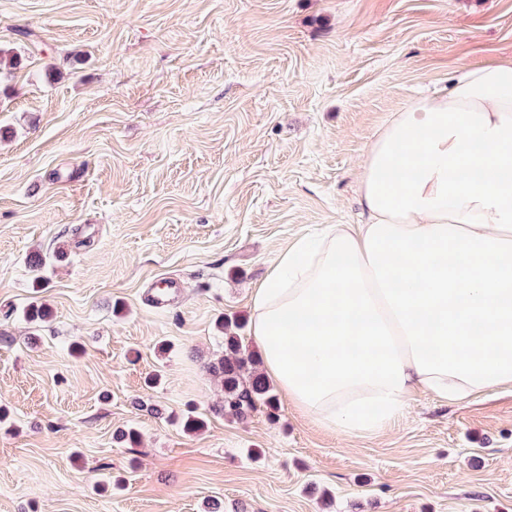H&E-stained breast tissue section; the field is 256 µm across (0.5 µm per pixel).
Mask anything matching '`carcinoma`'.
I'll return each instance as SVG.
<instances>
[{
    "label": "carcinoma",
    "mask_w": 512,
    "mask_h": 512,
    "mask_svg": "<svg viewBox=\"0 0 512 512\" xmlns=\"http://www.w3.org/2000/svg\"><path fill=\"white\" fill-rule=\"evenodd\" d=\"M244 324L221 319L217 329L224 333V355L211 365V371L224 386V414L242 418L261 404L276 408V396L264 373L260 361L243 350L239 331Z\"/></svg>",
    "instance_id": "carcinoma-1"
}]
</instances>
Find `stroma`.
Returning a JSON list of instances; mask_svg holds the SVG:
<instances>
[{
  "mask_svg": "<svg viewBox=\"0 0 512 512\" xmlns=\"http://www.w3.org/2000/svg\"><path fill=\"white\" fill-rule=\"evenodd\" d=\"M0 48V512H512V389L350 438L207 371L274 252L364 220L389 114L512 57V0H0Z\"/></svg>",
  "mask_w": 512,
  "mask_h": 512,
  "instance_id": "stroma-1",
  "label": "stroma"
}]
</instances>
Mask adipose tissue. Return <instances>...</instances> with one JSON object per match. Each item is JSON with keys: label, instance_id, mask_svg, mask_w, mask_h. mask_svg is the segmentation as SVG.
Returning <instances> with one entry per match:
<instances>
[{"label": "adipose tissue", "instance_id": "adipose-tissue-1", "mask_svg": "<svg viewBox=\"0 0 512 512\" xmlns=\"http://www.w3.org/2000/svg\"><path fill=\"white\" fill-rule=\"evenodd\" d=\"M358 193L366 223L298 238L255 288L265 375L350 437L385 431L420 390L512 386V58L391 113Z\"/></svg>", "mask_w": 512, "mask_h": 512}]
</instances>
